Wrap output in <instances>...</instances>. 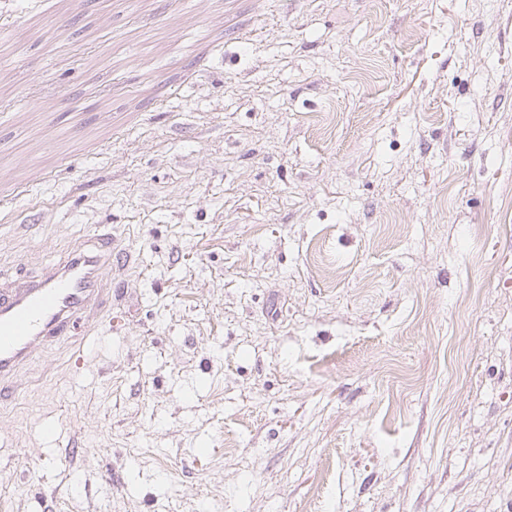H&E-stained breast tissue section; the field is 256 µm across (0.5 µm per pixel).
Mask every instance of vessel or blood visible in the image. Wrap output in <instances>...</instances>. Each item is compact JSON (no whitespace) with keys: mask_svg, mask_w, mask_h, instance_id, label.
<instances>
[{"mask_svg":"<svg viewBox=\"0 0 512 512\" xmlns=\"http://www.w3.org/2000/svg\"><path fill=\"white\" fill-rule=\"evenodd\" d=\"M112 310V236L97 234L26 278L0 277V399L36 352L61 338L85 342Z\"/></svg>","mask_w":512,"mask_h":512,"instance_id":"1","label":"vessel or blood"}]
</instances>
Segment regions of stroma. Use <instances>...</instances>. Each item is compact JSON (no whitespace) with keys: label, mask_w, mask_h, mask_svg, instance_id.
Listing matches in <instances>:
<instances>
[{"label":"stroma","mask_w":512,"mask_h":512,"mask_svg":"<svg viewBox=\"0 0 512 512\" xmlns=\"http://www.w3.org/2000/svg\"><path fill=\"white\" fill-rule=\"evenodd\" d=\"M1 26L0 273L108 230L120 302L0 405V512H512V0Z\"/></svg>","instance_id":"stroma-1"}]
</instances>
